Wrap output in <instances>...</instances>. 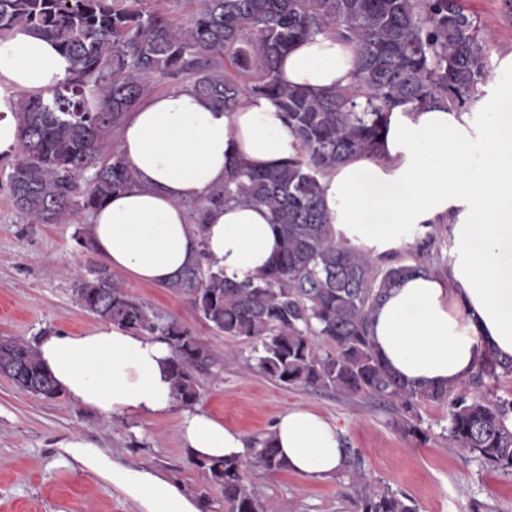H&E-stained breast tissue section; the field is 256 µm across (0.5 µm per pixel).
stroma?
I'll use <instances>...</instances> for the list:
<instances>
[{
	"label": "stroma",
	"instance_id": "1",
	"mask_svg": "<svg viewBox=\"0 0 512 512\" xmlns=\"http://www.w3.org/2000/svg\"><path fill=\"white\" fill-rule=\"evenodd\" d=\"M477 16L490 47L493 73L486 93L512 88L502 64L512 50V16L503 0H463ZM12 164L0 160V337L35 342L47 331L77 334L98 324L75 296L77 273L107 266L95 248L90 212L68 224H32L8 189ZM113 282L158 313L176 319L203 343L208 359L196 372L197 410L237 428L247 441L264 438L279 416L308 407L336 423L346 447L357 451L377 483L403 492L418 512H512V473L482 466L448 443V409L419 408L430 438L404 436L392 411L361 397L286 387L255 367L251 344L234 343L199 317L188 297L134 281L111 270ZM181 408L151 417L90 412L66 396L44 400L0 375V512H137L110 484L66 463L59 444L82 438L114 459L147 465L178 480L202 502L203 512H227L224 493L196 464L181 437ZM352 475L311 480L291 470L251 467L255 495L274 512H352Z\"/></svg>",
	"mask_w": 512,
	"mask_h": 512
}]
</instances>
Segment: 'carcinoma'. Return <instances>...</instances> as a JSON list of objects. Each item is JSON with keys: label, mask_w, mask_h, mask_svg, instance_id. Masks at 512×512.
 <instances>
[{"label": "carcinoma", "mask_w": 512, "mask_h": 512, "mask_svg": "<svg viewBox=\"0 0 512 512\" xmlns=\"http://www.w3.org/2000/svg\"><path fill=\"white\" fill-rule=\"evenodd\" d=\"M190 22L175 25L151 0H0V38L27 25L69 56L73 76L48 97L18 99L21 147L8 175L16 208L32 224H67L94 211L115 192L137 185L112 134L155 79H193L191 88L231 111L246 96L275 101L299 144L272 169L235 163L224 184L186 204L202 224L214 208L263 206L281 239L269 267L228 278L206 255L167 287L191 298L199 316L230 340L252 344L256 368L288 385L333 390L383 404L407 436L427 439L417 409L448 406V441L494 469L512 471V400L482 389L512 375V359L487 352L451 387L416 388L394 374L369 335L374 310L413 274H429L431 233L409 259L381 266L366 252L336 240L320 178L353 157L376 158L392 110L441 100L469 112L490 78L486 40L462 0H195ZM337 33L355 50L353 82L315 93L277 76L283 53L297 42ZM229 67H224V64ZM78 302L105 322L160 336L173 357L176 400L198 399L194 370L206 358L200 341L177 320L114 287L98 269L80 276ZM23 367L30 383L15 386L54 399L60 389L35 346L0 338V373ZM254 462L287 469L270 436L252 448ZM222 488L228 512H268L246 481L243 459L197 461ZM355 512H416L410 498L371 480L347 456Z\"/></svg>", "instance_id": "1"}]
</instances>
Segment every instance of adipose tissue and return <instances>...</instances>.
<instances>
[{
  "label": "adipose tissue",
  "mask_w": 512,
  "mask_h": 512,
  "mask_svg": "<svg viewBox=\"0 0 512 512\" xmlns=\"http://www.w3.org/2000/svg\"><path fill=\"white\" fill-rule=\"evenodd\" d=\"M355 56L335 34L293 45L278 68L282 83L324 91L353 80ZM72 75L49 39L24 26L0 38V159L19 153V93L48 95ZM119 149L136 187L95 211L91 234L112 267L166 285L199 250L226 276L270 265L280 242L269 212L235 205L190 224L188 202L222 185L232 160L270 169L296 154L298 142L272 100L250 96L234 110L214 109L191 88L143 98L124 118ZM338 241L371 257L448 235V271L414 275L392 288L369 327L388 366L413 386L467 378L486 352L512 357V93L480 112L441 103L395 108L376 159L353 158L320 181ZM43 366L75 404L115 417L156 416L176 405L168 376L171 349L110 323L78 334L48 332L36 342ZM271 432L290 470L320 480L340 470L345 448L336 424L307 408L281 415ZM182 438L198 459L244 456L236 428L199 410L184 411ZM63 457L110 483L139 512H201L198 498L145 465H126L74 437Z\"/></svg>",
  "instance_id": "1"
}]
</instances>
